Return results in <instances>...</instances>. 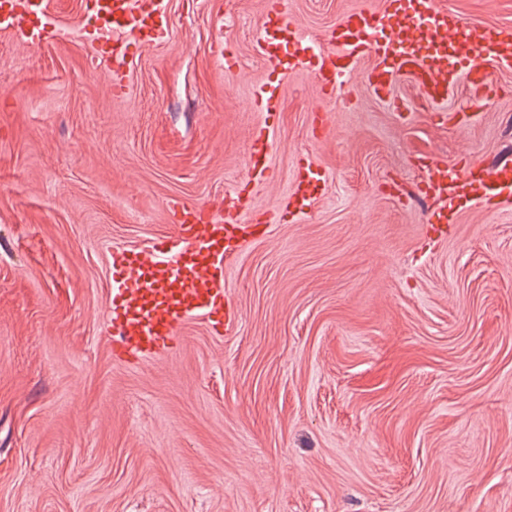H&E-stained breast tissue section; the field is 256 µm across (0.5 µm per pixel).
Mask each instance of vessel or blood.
I'll return each mask as SVG.
<instances>
[{"mask_svg": "<svg viewBox=\"0 0 512 512\" xmlns=\"http://www.w3.org/2000/svg\"><path fill=\"white\" fill-rule=\"evenodd\" d=\"M85 40L106 44L113 90L126 93L128 63L157 45L167 34L169 17L164 0H81ZM0 31L15 45L37 48L57 39L60 27L48 0H0ZM329 50L310 52L298 24L283 9L282 0H267L260 21L256 50L274 63L277 75L258 89L256 103L268 123L250 138L251 177L264 179L268 170L269 122L281 109L279 77L304 71L316 91L335 92L341 77L370 58V88L381 100H391L398 78L408 79L418 101L443 103L460 83H468L476 101L494 90V73L512 68V29L463 22L439 0H388L381 13L360 8L349 11L328 33ZM428 177L417 186L416 198L433 203L435 221L446 220L457 199L485 206L512 197V164L472 171L449 169L446 161L423 157ZM325 179L313 165L303 167L294 188L297 205L321 195ZM247 202L238 194L224 197L221 209L168 201L177 239L157 238L145 249H113L112 296L108 332L114 352L135 362L173 351L180 328L203 318L217 336L230 334L235 310L224 284V265L249 236L243 219Z\"/></svg>", "mask_w": 512, "mask_h": 512, "instance_id": "obj_1", "label": "vessel or blood"}]
</instances>
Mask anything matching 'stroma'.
<instances>
[{
    "label": "stroma",
    "instance_id": "1",
    "mask_svg": "<svg viewBox=\"0 0 512 512\" xmlns=\"http://www.w3.org/2000/svg\"><path fill=\"white\" fill-rule=\"evenodd\" d=\"M165 3L126 96L75 35L80 0H49L61 40L0 32V512H512V200L438 231L399 196L419 155H512V70L478 112L462 83L403 120L370 60L323 101L284 74L256 182L266 0ZM441 4L512 26V0ZM360 6L386 0H284L318 48ZM304 157L326 184L298 217ZM228 193L257 226L224 267L233 332L193 319L170 354L114 356L113 248L175 235L169 199ZM280 80L268 78L258 89L256 103L266 116L264 126L258 127L252 132L250 138V176L257 180H263L269 171V123H273L281 109Z\"/></svg>",
    "mask_w": 512,
    "mask_h": 512
}]
</instances>
